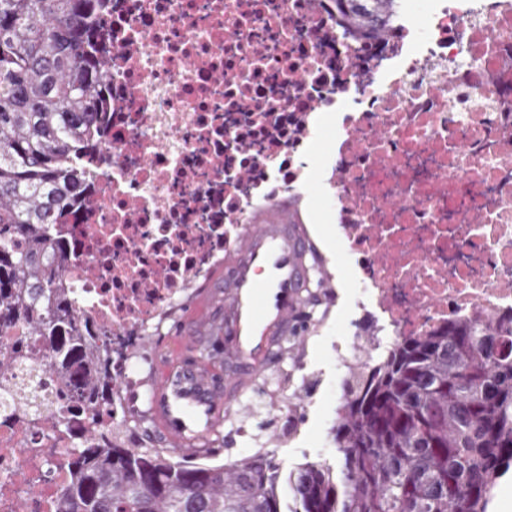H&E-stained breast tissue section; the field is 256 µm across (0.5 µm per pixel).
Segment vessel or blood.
Returning a JSON list of instances; mask_svg holds the SVG:
<instances>
[{"label": "vessel or blood", "instance_id": "vessel-or-blood-1", "mask_svg": "<svg viewBox=\"0 0 512 512\" xmlns=\"http://www.w3.org/2000/svg\"><path fill=\"white\" fill-rule=\"evenodd\" d=\"M313 246L304 225L288 221L279 201L248 224L228 250L211 287L179 329L178 353L163 360L151 392L159 435L175 448H196L223 422L227 408L272 363L300 313ZM224 304V323L212 309Z\"/></svg>", "mask_w": 512, "mask_h": 512}]
</instances>
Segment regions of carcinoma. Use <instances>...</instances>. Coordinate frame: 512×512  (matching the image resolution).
Masks as SVG:
<instances>
[{
	"label": "carcinoma",
	"instance_id": "obj_1",
	"mask_svg": "<svg viewBox=\"0 0 512 512\" xmlns=\"http://www.w3.org/2000/svg\"><path fill=\"white\" fill-rule=\"evenodd\" d=\"M355 42L397 30L400 0H333ZM107 0H0V336L42 339L59 394L83 415L112 405V348L68 301L75 245L59 224L89 208L83 164L109 111ZM19 345L0 346V375ZM50 432L67 416L40 418ZM334 441L339 472L306 463L281 479L266 451L211 465L108 434L74 447L57 512H488L512 466V317L464 316L352 367Z\"/></svg>",
	"mask_w": 512,
	"mask_h": 512
}]
</instances>
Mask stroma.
Instances as JSON below:
<instances>
[{
    "label": "stroma",
    "mask_w": 512,
    "mask_h": 512,
    "mask_svg": "<svg viewBox=\"0 0 512 512\" xmlns=\"http://www.w3.org/2000/svg\"><path fill=\"white\" fill-rule=\"evenodd\" d=\"M330 190L319 179L305 187L308 207L318 216L309 233L319 252V262L329 288L320 289L316 315L308 322L301 340H290L295 368L289 389L290 404L281 408L261 405L260 383H253L239 397L235 415L246 418L248 440H241L231 421H224L211 437L214 463H228L265 450L273 455L282 472L316 462L335 464L338 452L331 429L340 407L336 399V339L352 315V268L336 239V218L326 208Z\"/></svg>",
    "instance_id": "stroma-1"
}]
</instances>
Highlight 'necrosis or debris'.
Listing matches in <instances>:
<instances>
[{
  "label": "necrosis or debris",
  "mask_w": 512,
  "mask_h": 512,
  "mask_svg": "<svg viewBox=\"0 0 512 512\" xmlns=\"http://www.w3.org/2000/svg\"><path fill=\"white\" fill-rule=\"evenodd\" d=\"M404 14L352 43L331 0H112L109 160L86 170L96 204L69 221L63 271L112 334V404L67 433L0 419V512H56L69 476L48 458L123 433L148 393L140 350L250 212L306 184L322 117L357 318L402 337L512 315V0ZM336 139V127L333 123L322 121L317 138L311 143L310 151L318 161L325 165L330 157Z\"/></svg>",
  "instance_id": "1"
}]
</instances>
